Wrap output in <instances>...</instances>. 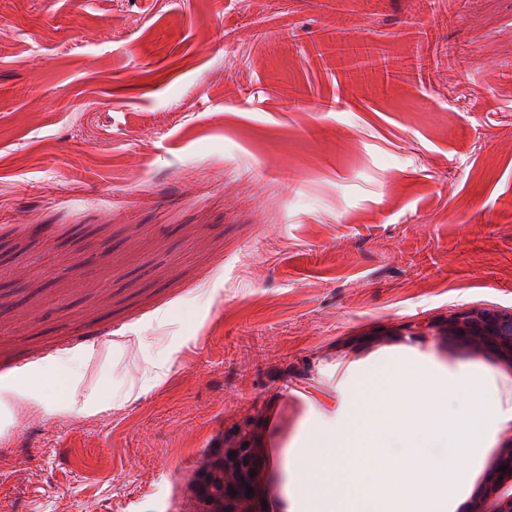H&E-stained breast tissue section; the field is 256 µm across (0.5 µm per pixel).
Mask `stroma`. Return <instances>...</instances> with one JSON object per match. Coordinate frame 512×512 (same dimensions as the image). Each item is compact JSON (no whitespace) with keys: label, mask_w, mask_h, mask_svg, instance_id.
<instances>
[{"label":"stroma","mask_w":512,"mask_h":512,"mask_svg":"<svg viewBox=\"0 0 512 512\" xmlns=\"http://www.w3.org/2000/svg\"><path fill=\"white\" fill-rule=\"evenodd\" d=\"M0 245V512H209L240 440L284 507L336 364L512 309V0H0Z\"/></svg>","instance_id":"stroma-1"}]
</instances>
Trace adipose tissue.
<instances>
[{"instance_id":"obj_1","label":"adipose tissue","mask_w":512,"mask_h":512,"mask_svg":"<svg viewBox=\"0 0 512 512\" xmlns=\"http://www.w3.org/2000/svg\"><path fill=\"white\" fill-rule=\"evenodd\" d=\"M512 386L418 343L337 365L277 465L288 512H458L500 433Z\"/></svg>"}]
</instances>
